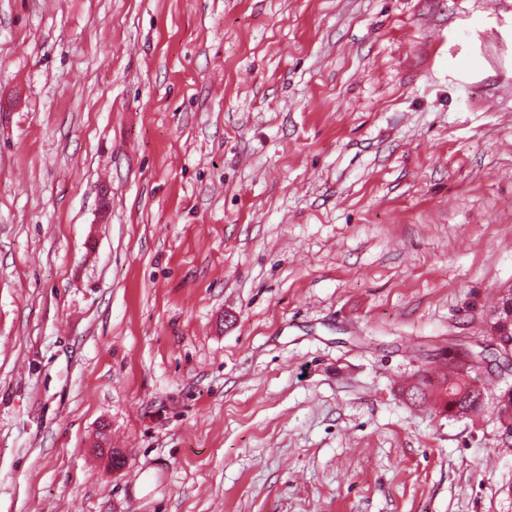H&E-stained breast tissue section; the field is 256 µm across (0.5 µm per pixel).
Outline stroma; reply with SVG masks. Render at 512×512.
<instances>
[{"label": "stroma", "mask_w": 512, "mask_h": 512, "mask_svg": "<svg viewBox=\"0 0 512 512\" xmlns=\"http://www.w3.org/2000/svg\"><path fill=\"white\" fill-rule=\"evenodd\" d=\"M511 294L512 0H0V512H512ZM501 334V335H500ZM491 339H501L503 341H512V297L502 301L501 305L495 310L492 325L490 327ZM508 358L505 362L506 369L512 366V342L508 345V353L503 354ZM460 349L448 355V372L440 377L420 375L408 387L400 388L402 395L413 404L434 403L445 415L466 417L471 420L483 417L486 410L484 391L475 384L477 361H468L459 355ZM496 419L502 434L512 439V386L509 385L500 391L494 406Z\"/></svg>", "instance_id": "1"}]
</instances>
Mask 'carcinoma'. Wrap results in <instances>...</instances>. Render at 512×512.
<instances>
[{
	"instance_id": "1",
	"label": "carcinoma",
	"mask_w": 512,
	"mask_h": 512,
	"mask_svg": "<svg viewBox=\"0 0 512 512\" xmlns=\"http://www.w3.org/2000/svg\"><path fill=\"white\" fill-rule=\"evenodd\" d=\"M490 338L512 341V297L503 300L495 310ZM476 368L477 362H468L455 350L448 355L447 372L436 378L421 375L414 383L400 388V392L414 404L431 401L438 411L451 417L480 418L486 410V400L483 389L475 384ZM494 411L502 434L511 440V385L500 391Z\"/></svg>"
}]
</instances>
